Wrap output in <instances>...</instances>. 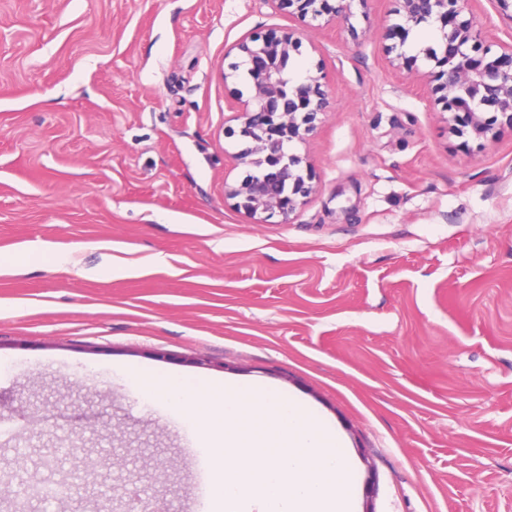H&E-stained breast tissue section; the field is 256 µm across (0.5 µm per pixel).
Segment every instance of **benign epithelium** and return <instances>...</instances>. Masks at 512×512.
I'll use <instances>...</instances> for the list:
<instances>
[{
	"label": "benign epithelium",
	"mask_w": 512,
	"mask_h": 512,
	"mask_svg": "<svg viewBox=\"0 0 512 512\" xmlns=\"http://www.w3.org/2000/svg\"><path fill=\"white\" fill-rule=\"evenodd\" d=\"M271 8L301 20L329 23L348 15L353 0H265ZM400 22L410 29L433 27L436 45L422 49L435 68L417 82L430 87L434 103L448 113V130L477 142L478 148L512 129V42L505 43L477 27L472 0H399ZM241 61L232 65L233 78L246 90L230 89L237 100L238 130L230 131L243 148L232 154L237 164L259 173L225 191L235 207L257 223L281 222L308 198L314 178L306 158L289 150L313 131L318 115L331 108L322 70L292 72L298 44L291 35L249 36L236 46Z\"/></svg>",
	"instance_id": "1"
}]
</instances>
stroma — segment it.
<instances>
[{"label":"stroma","mask_w":512,"mask_h":512,"mask_svg":"<svg viewBox=\"0 0 512 512\" xmlns=\"http://www.w3.org/2000/svg\"><path fill=\"white\" fill-rule=\"evenodd\" d=\"M394 7L313 29L262 0H0V512H199L209 456L127 369L300 399L356 512H512V131L449 133L408 83L430 62L388 63ZM271 32L332 99L286 224L224 196L248 172L224 74Z\"/></svg>","instance_id":"1"}]
</instances>
